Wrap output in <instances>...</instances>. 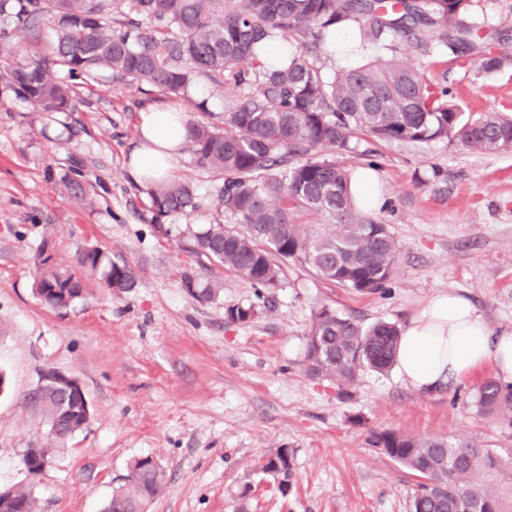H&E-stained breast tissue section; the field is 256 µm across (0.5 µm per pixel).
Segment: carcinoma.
Returning a JSON list of instances; mask_svg holds the SVG:
<instances>
[{"instance_id": "obj_1", "label": "carcinoma", "mask_w": 512, "mask_h": 512, "mask_svg": "<svg viewBox=\"0 0 512 512\" xmlns=\"http://www.w3.org/2000/svg\"><path fill=\"white\" fill-rule=\"evenodd\" d=\"M479 0H0V81L47 112H66L76 81L108 74L131 87L148 86L183 97L203 85L239 89L218 123H187L185 149L224 183L211 201L231 219L191 232L197 253L224 271L268 291L280 287L283 264L295 260L328 282L358 292L387 287L400 254L389 231L359 209L350 193L352 172L325 157L350 151L362 136L406 144L449 139L481 153L512 148V117L498 112L463 117L448 90L428 81L422 62L435 52L476 57L485 72L512 60L499 54L473 22ZM358 26L360 43L379 42L386 56L322 72L317 50L336 29ZM46 27L49 56L17 58L18 41ZM286 38L296 49L276 57L270 43ZM151 221L187 216L203 206L192 184L168 180L146 188ZM311 216L323 224H304ZM76 264L103 287L135 286L131 269L96 247L76 253ZM34 292L45 306L67 310L85 294L73 267L56 262L48 244L36 257ZM182 287L199 302L219 296V285L186 274ZM258 314L254 304L227 310L232 322ZM398 327H364L323 307L313 317L305 353L312 377L341 389L365 368L393 365ZM478 411L512 425V383L488 377L475 389ZM32 401L58 439L85 420L60 412L65 396L45 387ZM377 452L416 477L411 512H512L500 483L512 477V456L457 439L376 432ZM293 453L280 448L264 470L291 476ZM163 487V472L147 457L130 464L104 512H141ZM17 512H37L30 490L15 489Z\"/></svg>"}]
</instances>
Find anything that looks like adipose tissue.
Here are the masks:
<instances>
[{
    "instance_id": "ef3b65f1",
    "label": "adipose tissue",
    "mask_w": 512,
    "mask_h": 512,
    "mask_svg": "<svg viewBox=\"0 0 512 512\" xmlns=\"http://www.w3.org/2000/svg\"><path fill=\"white\" fill-rule=\"evenodd\" d=\"M186 143L183 112L170 106L141 112L129 170L146 186L170 177ZM487 361L512 380V332L493 334L466 298L448 290L429 298L401 328L394 367L405 383L431 391Z\"/></svg>"
}]
</instances>
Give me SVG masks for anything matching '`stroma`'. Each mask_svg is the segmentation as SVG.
Instances as JSON below:
<instances>
[{"mask_svg": "<svg viewBox=\"0 0 512 512\" xmlns=\"http://www.w3.org/2000/svg\"><path fill=\"white\" fill-rule=\"evenodd\" d=\"M423 73L448 86L463 114L512 113V64L485 72L437 53ZM235 95L215 91L201 109L194 96L90 79L77 85L71 110L46 112L0 83V372L9 381L0 393V488L32 484L40 512H101L129 463L147 456L165 472L147 512H237L244 494L249 512H409L416 479L377 453L372 432L458 436L512 452V426L472 402L493 363L433 392L412 389L395 370L367 369L344 394L305 365L306 336L325 305L366 326H401L430 296L452 290L492 332L512 331V149L363 141L335 153L338 164L371 165L380 177L384 203L371 216L401 246L388 290L344 288L292 261L281 288L261 295L182 234L221 221L209 202L222 175L182 152L173 176L207 205L160 226L128 168L139 112L174 105L211 123ZM45 243L65 264L98 247L127 265L136 285L112 292L90 274L83 299L52 310L33 292ZM186 273L223 283V293L193 299ZM254 302L253 320H228L227 308ZM46 368L80 380L92 418L55 443L32 481L22 455L46 445L47 426L28 396ZM282 447L293 451L284 485L262 469Z\"/></svg>", "mask_w": 512, "mask_h": 512, "instance_id": "obj_1", "label": "stroma"}]
</instances>
